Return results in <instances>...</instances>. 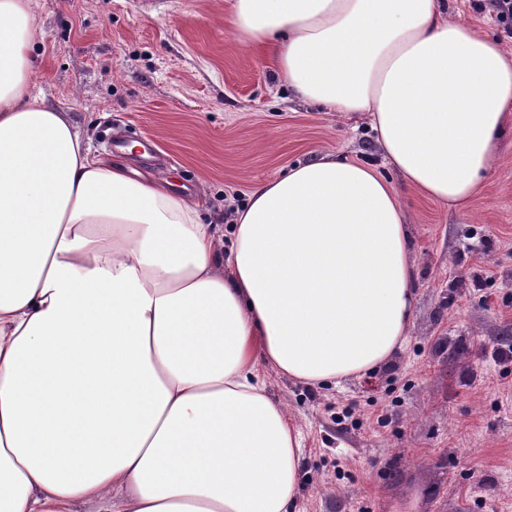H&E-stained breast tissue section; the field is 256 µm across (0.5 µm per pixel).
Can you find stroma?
I'll return each mask as SVG.
<instances>
[{
  "label": "stroma",
  "mask_w": 512,
  "mask_h": 512,
  "mask_svg": "<svg viewBox=\"0 0 512 512\" xmlns=\"http://www.w3.org/2000/svg\"><path fill=\"white\" fill-rule=\"evenodd\" d=\"M227 0H36L32 84L94 154L224 199L334 152L387 171L412 240L408 340L342 385L262 377L302 433L299 512H512V131L466 210L388 172L356 117L298 99L224 25ZM132 152L111 150L110 136Z\"/></svg>",
  "instance_id": "stroma-1"
}]
</instances>
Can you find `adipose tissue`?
<instances>
[{"instance_id":"1","label":"adipose tissue","mask_w":512,"mask_h":512,"mask_svg":"<svg viewBox=\"0 0 512 512\" xmlns=\"http://www.w3.org/2000/svg\"><path fill=\"white\" fill-rule=\"evenodd\" d=\"M302 100L368 114L421 196L465 209L512 125V49L446 0H231ZM33 0H0V512H298L301 432L261 369L384 366L412 238L337 153L258 184L232 246L171 181L92 153L30 80Z\"/></svg>"}]
</instances>
